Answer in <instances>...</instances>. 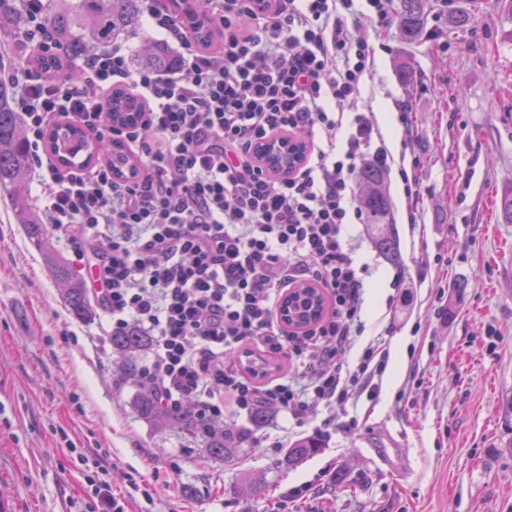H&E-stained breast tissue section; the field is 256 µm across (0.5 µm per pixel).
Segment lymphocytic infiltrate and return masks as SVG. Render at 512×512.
<instances>
[{
  "label": "lymphocytic infiltrate",
  "mask_w": 512,
  "mask_h": 512,
  "mask_svg": "<svg viewBox=\"0 0 512 512\" xmlns=\"http://www.w3.org/2000/svg\"><path fill=\"white\" fill-rule=\"evenodd\" d=\"M27 44L56 52L46 0H18ZM220 31L218 51L198 45L161 0H144L143 19L180 49V69L161 75L130 64L116 43L78 60V80L35 67L7 71L13 83L45 220L81 239L96 278L89 293L112 332L151 339L144 374L173 413L193 402L204 426L257 409L301 425L375 393L388 354L362 335L367 266L347 236L363 221L356 181L368 166L397 172L416 210V171L398 167L358 109L375 48L359 35L361 14L376 28L394 23L392 0H204ZM124 89L144 107L142 122L118 128L104 102ZM89 130L104 151L122 146L134 174L120 179L109 160L61 170L45 149L57 120ZM305 148L302 164L279 174L257 154L269 140ZM305 282L328 308L294 331L279 306ZM291 368L268 376L264 355Z\"/></svg>",
  "instance_id": "lymphocytic-infiltrate-1"
}]
</instances>
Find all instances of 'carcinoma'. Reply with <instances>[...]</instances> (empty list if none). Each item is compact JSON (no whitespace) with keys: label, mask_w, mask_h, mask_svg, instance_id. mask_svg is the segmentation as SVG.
Instances as JSON below:
<instances>
[{"label":"carcinoma","mask_w":512,"mask_h":512,"mask_svg":"<svg viewBox=\"0 0 512 512\" xmlns=\"http://www.w3.org/2000/svg\"><path fill=\"white\" fill-rule=\"evenodd\" d=\"M67 5L53 11L47 18L55 41L63 48L61 59L43 57L40 68L49 76L69 75L79 78L78 72L65 64V59L83 57L100 50L121 35L135 36L140 29L142 0H66ZM430 0H399L396 10L397 26L407 41H414L422 34L427 22ZM184 6H176L181 19L191 25L198 41L209 45L214 29L205 14L196 6L182 0ZM26 28L24 16L17 0H0V43L19 41ZM140 68L165 73L178 64L169 48L162 42L149 40L144 50L134 57ZM14 91L10 84L0 81V190L12 194L13 209L17 223L24 226L28 238L44 256L52 276L65 286L64 299L69 313L78 320L90 319L97 305L90 298L87 288L74 273L70 265L48 248L47 227L36 214L20 187L31 166V158L24 138L23 122L14 106ZM143 111L135 96L119 91L112 94L106 105V118L119 125L130 113ZM51 152L63 165L73 166L81 161L82 154L94 159L103 148L99 144L89 145L85 130L77 124H60L49 132ZM383 172L368 166L359 173L358 181L363 188L361 205L369 224H383L389 215V202L383 192ZM376 247L392 262L399 260V251L394 237L382 233L375 237ZM112 352L116 355L119 382L134 383L138 387L133 405L140 417L150 423L166 428L176 426L196 436L200 433L195 412L186 408L176 415L162 410L150 387L141 378L139 354L149 345L150 338L134 330L110 337ZM246 442L244 436L234 432L205 438V451L215 459L231 461ZM323 447L317 437H307L294 442L288 449L285 463L292 467L313 455Z\"/></svg>","instance_id":"cac0c4a2"}]
</instances>
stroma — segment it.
<instances>
[{
  "instance_id": "35a3bbf8",
  "label": "stroma",
  "mask_w": 512,
  "mask_h": 512,
  "mask_svg": "<svg viewBox=\"0 0 512 512\" xmlns=\"http://www.w3.org/2000/svg\"><path fill=\"white\" fill-rule=\"evenodd\" d=\"M468 14L465 28L453 12ZM374 68L361 105L400 155L397 107L411 106L422 199L408 223L398 184L386 195L399 262L357 224L367 264L359 345L390 353L376 397L338 416L325 446L283 466V452L251 445L232 462L201 439L158 430L117 386L106 319L72 317L42 254L0 190V512H88L99 475L127 512H512V9L504 0H433L413 42L373 32ZM157 474L152 501L126 473ZM266 487L251 494L252 483Z\"/></svg>"
}]
</instances>
